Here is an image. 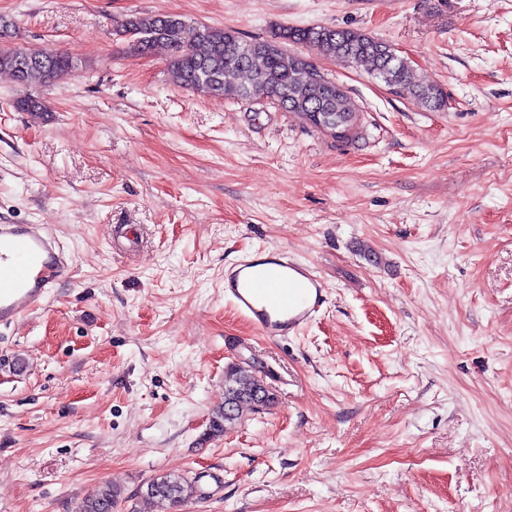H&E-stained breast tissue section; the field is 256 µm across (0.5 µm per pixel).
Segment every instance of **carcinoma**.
Masks as SVG:
<instances>
[{"label":"carcinoma","mask_w":512,"mask_h":512,"mask_svg":"<svg viewBox=\"0 0 512 512\" xmlns=\"http://www.w3.org/2000/svg\"><path fill=\"white\" fill-rule=\"evenodd\" d=\"M120 32L133 37V46L142 54L165 52L169 78L180 87L229 101L272 104L301 115L316 129L346 125L358 107L348 95L336 93L335 80L316 78L320 68L315 57L363 66L395 93L407 87L428 111L447 106L439 85L411 81L410 62L395 54L392 45L353 29L280 25L267 38L247 40L231 29L190 25L176 14L135 12L122 21ZM290 45L303 51L290 50ZM68 69L79 70L78 60L55 49L14 47L9 53L0 47V71L26 87L49 83ZM231 74H242L245 81H227ZM255 386L256 374L251 370L236 364L227 368L224 405L211 416V436L234 429L245 409L275 403L270 390L259 401ZM142 493L178 506L195 498L198 489L183 476L164 474L151 479ZM119 499L120 490L103 484L82 500L77 512H114Z\"/></svg>","instance_id":"cac0c4a2"}]
</instances>
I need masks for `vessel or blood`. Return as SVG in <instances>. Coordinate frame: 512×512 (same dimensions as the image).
Wrapping results in <instances>:
<instances>
[{"instance_id":"1","label":"vessel or blood","mask_w":512,"mask_h":512,"mask_svg":"<svg viewBox=\"0 0 512 512\" xmlns=\"http://www.w3.org/2000/svg\"><path fill=\"white\" fill-rule=\"evenodd\" d=\"M66 255L41 224L0 225V325L38 307ZM323 279L282 252L248 258L224 272V298L262 336L288 338L326 300Z\"/></svg>"}]
</instances>
